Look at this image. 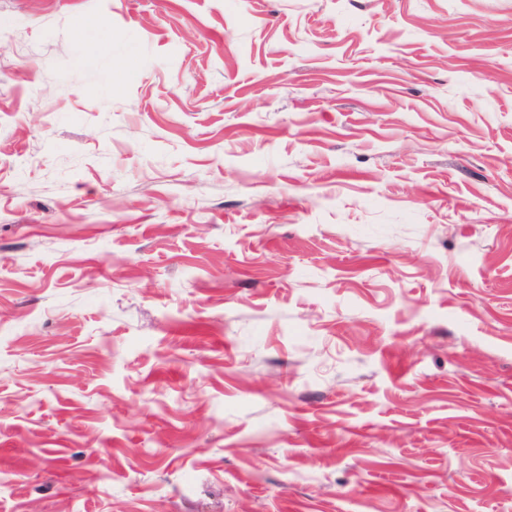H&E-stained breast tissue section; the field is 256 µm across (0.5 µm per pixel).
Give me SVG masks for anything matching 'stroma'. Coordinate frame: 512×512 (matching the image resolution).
I'll use <instances>...</instances> for the list:
<instances>
[{
    "instance_id": "35a3bbf8",
    "label": "stroma",
    "mask_w": 512,
    "mask_h": 512,
    "mask_svg": "<svg viewBox=\"0 0 512 512\" xmlns=\"http://www.w3.org/2000/svg\"><path fill=\"white\" fill-rule=\"evenodd\" d=\"M0 512H512V0H0Z\"/></svg>"
}]
</instances>
